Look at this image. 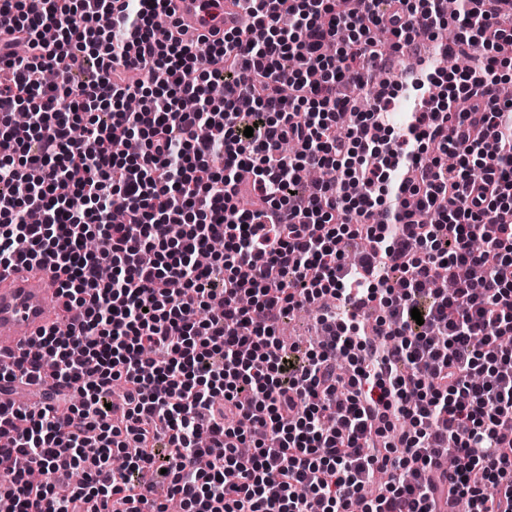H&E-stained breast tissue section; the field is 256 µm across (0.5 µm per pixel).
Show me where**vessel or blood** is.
Returning a JSON list of instances; mask_svg holds the SVG:
<instances>
[{
	"instance_id": "vessel-or-blood-1",
	"label": "vessel or blood",
	"mask_w": 512,
	"mask_h": 512,
	"mask_svg": "<svg viewBox=\"0 0 512 512\" xmlns=\"http://www.w3.org/2000/svg\"><path fill=\"white\" fill-rule=\"evenodd\" d=\"M207 0H173L176 16L185 29L200 31L205 21L241 19L244 0H220L209 9ZM58 283L50 266L18 267L0 275V362H9L20 345L31 343L43 328L55 325L49 313V299Z\"/></svg>"
}]
</instances>
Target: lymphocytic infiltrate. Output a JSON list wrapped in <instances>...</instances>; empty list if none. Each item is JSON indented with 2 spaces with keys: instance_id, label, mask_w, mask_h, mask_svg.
I'll use <instances>...</instances> for the list:
<instances>
[{
  "instance_id": "obj_1",
  "label": "lymphocytic infiltrate",
  "mask_w": 512,
  "mask_h": 512,
  "mask_svg": "<svg viewBox=\"0 0 512 512\" xmlns=\"http://www.w3.org/2000/svg\"><path fill=\"white\" fill-rule=\"evenodd\" d=\"M172 2L0 0V274L51 262L72 315L0 365L52 381L0 416L8 512H167L146 471L183 512H512V0H459L440 51L478 64L407 71L403 134L380 98L343 137L375 10L247 0L193 42ZM390 2L397 39L444 19ZM330 296V336L284 349ZM305 306L300 310L295 311L285 323L291 330L295 331L296 336H314L318 334V323L316 316L312 317L306 313Z\"/></svg>"
}]
</instances>
